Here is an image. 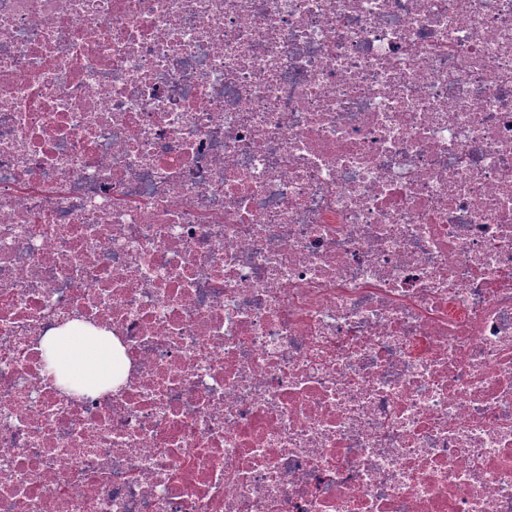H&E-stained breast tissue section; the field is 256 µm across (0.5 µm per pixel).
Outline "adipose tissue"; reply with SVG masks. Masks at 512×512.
I'll use <instances>...</instances> for the list:
<instances>
[{
  "mask_svg": "<svg viewBox=\"0 0 512 512\" xmlns=\"http://www.w3.org/2000/svg\"><path fill=\"white\" fill-rule=\"evenodd\" d=\"M51 350L60 374L71 386H101L107 389L124 378L127 365L116 356L118 342L111 333L78 323L55 330L43 340Z\"/></svg>",
  "mask_w": 512,
  "mask_h": 512,
  "instance_id": "adipose-tissue-1",
  "label": "adipose tissue"
}]
</instances>
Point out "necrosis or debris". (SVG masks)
<instances>
[{"instance_id": "obj_1", "label": "necrosis or debris", "mask_w": 512, "mask_h": 512, "mask_svg": "<svg viewBox=\"0 0 512 512\" xmlns=\"http://www.w3.org/2000/svg\"><path fill=\"white\" fill-rule=\"evenodd\" d=\"M0 512H512V0H0ZM56 359L63 385L101 386V389L118 385L127 371L123 356H114L119 343L112 334L86 327L77 322L55 330L43 340ZM70 384H67V382Z\"/></svg>"}]
</instances>
